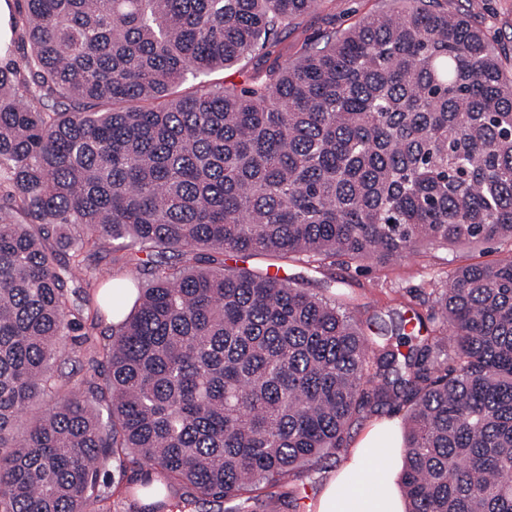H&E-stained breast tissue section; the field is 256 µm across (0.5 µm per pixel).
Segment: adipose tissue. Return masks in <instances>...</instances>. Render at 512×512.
Wrapping results in <instances>:
<instances>
[{"instance_id": "ef3b65f1", "label": "adipose tissue", "mask_w": 512, "mask_h": 512, "mask_svg": "<svg viewBox=\"0 0 512 512\" xmlns=\"http://www.w3.org/2000/svg\"><path fill=\"white\" fill-rule=\"evenodd\" d=\"M403 447L392 422L371 424L331 475L314 512H407Z\"/></svg>"}]
</instances>
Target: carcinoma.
<instances>
[{"mask_svg": "<svg viewBox=\"0 0 512 512\" xmlns=\"http://www.w3.org/2000/svg\"><path fill=\"white\" fill-rule=\"evenodd\" d=\"M24 3L31 53L0 65V512H89L119 453L157 474L141 512L176 485L275 512L395 409L408 512H512V255L373 341L325 275L512 243V76L485 35L440 0H390L321 48L301 18L336 0ZM118 236L147 259L83 301L134 305L90 371L52 378L84 249ZM226 252L292 258L337 297Z\"/></svg>", "mask_w": 512, "mask_h": 512, "instance_id": "carcinoma-1", "label": "carcinoma"}]
</instances>
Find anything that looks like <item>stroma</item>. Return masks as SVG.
I'll return each mask as SVG.
<instances>
[{"mask_svg": "<svg viewBox=\"0 0 512 512\" xmlns=\"http://www.w3.org/2000/svg\"><path fill=\"white\" fill-rule=\"evenodd\" d=\"M382 0H336L335 8H323L304 20L309 36L317 38L332 28H347L367 15L383 9ZM449 10L465 11L500 55L506 68L512 69V0H448ZM512 251L508 244L442 248L423 245L384 265L352 263L333 269L343 281L351 298L355 317L365 320L366 335H390L401 320L413 314H426L425 299L431 289L444 283L460 266L473 263L492 264ZM135 253L126 239H106L102 248L92 251L86 261L90 277L120 274ZM111 319L97 320L88 332H75L64 343L63 371L85 373L90 350L108 343ZM145 467L133 466L124 459L114 460L107 479L112 484L108 500L92 505L91 512H139L140 500L129 494L130 486L140 484L148 475Z\"/></svg>", "mask_w": 512, "mask_h": 512, "instance_id": "obj_1", "label": "stroma"}]
</instances>
